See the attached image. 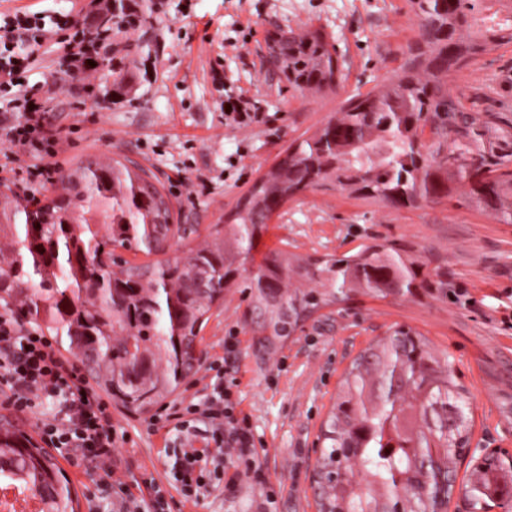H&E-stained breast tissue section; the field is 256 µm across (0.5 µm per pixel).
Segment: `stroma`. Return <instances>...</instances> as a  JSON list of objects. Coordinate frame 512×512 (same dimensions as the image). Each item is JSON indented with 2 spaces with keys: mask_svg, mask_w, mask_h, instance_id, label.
<instances>
[{
  "mask_svg": "<svg viewBox=\"0 0 512 512\" xmlns=\"http://www.w3.org/2000/svg\"><path fill=\"white\" fill-rule=\"evenodd\" d=\"M85 0H0V15L38 13L83 20ZM146 20L119 35L123 75L98 69L95 94L83 80H59L64 45L46 42L21 86L0 88V193L23 202H47L59 180L41 184L10 170L6 129L15 99L33 92L45 102L48 123L60 135L61 175L84 160L112 158L149 169L164 185L173 221L192 228L189 241L164 251L123 250L133 264L185 257L213 225L231 223L238 204L304 132L315 131L357 93L384 89L416 39L409 0H136ZM281 27L320 32L339 69L335 91L298 90L264 65L268 36ZM449 90L476 115L512 100V43L482 52L448 76ZM246 96L261 115L249 124L224 117L227 99ZM263 247L309 259L339 257L363 244H399L420 255L421 275L442 278L447 296L422 288L412 296L357 295L322 307L287 337L265 342L253 331L248 300L230 288L210 312L197 345L193 375L178 399H204L215 380L230 383L239 415L248 418L265 482L240 474L233 489L195 501L173 495L172 512H266L265 489L277 493L276 512H316L312 475L319 435L351 361L370 343L405 328L424 336L450 361L470 393L472 458L500 449L512 454V224L477 210L464 192L439 203L396 208L333 187L288 199L269 222ZM236 335L234 352L224 338ZM221 376H214V366ZM112 422L128 442L116 448L115 483L137 497L150 483L166 485L170 436L153 414L113 408ZM471 458V460H472ZM457 463V483L474 467ZM56 461L74 494L76 512H118L101 498L91 464Z\"/></svg>",
  "mask_w": 512,
  "mask_h": 512,
  "instance_id": "35a3bbf8",
  "label": "stroma"
}]
</instances>
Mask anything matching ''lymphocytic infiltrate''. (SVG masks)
I'll use <instances>...</instances> for the list:
<instances>
[{
  "mask_svg": "<svg viewBox=\"0 0 512 512\" xmlns=\"http://www.w3.org/2000/svg\"><path fill=\"white\" fill-rule=\"evenodd\" d=\"M93 25L75 32L66 45L67 69L90 71L110 39L109 17L100 0H91ZM71 20L47 27L35 13L17 12L0 20V86H18L30 61L43 43L70 28ZM20 117L6 136L17 152L37 158L33 176L52 181L58 170L60 142L44 122V105L27 94L19 105ZM0 392L20 417L35 415L40 401L58 402L62 416L43 420L41 439L56 449L75 450L82 459L105 469L98 490L110 498L113 485L107 474L112 467V450L122 443L112 424L107 403L95 395L76 362L56 351L52 341L34 328H24L11 311L0 312ZM171 422L173 441L168 483L184 500H195L209 491L232 488L236 480L226 474L224 451L232 449L255 479L254 438L246 418L237 417L235 406L223 384H214L210 394L197 402L182 403L164 415ZM168 486V487H169Z\"/></svg>",
  "mask_w": 512,
  "mask_h": 512,
  "instance_id": "lymphocytic-infiltrate-1",
  "label": "lymphocytic infiltrate"
}]
</instances>
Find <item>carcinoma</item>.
Masks as SVG:
<instances>
[{
	"label": "carcinoma",
	"mask_w": 512,
	"mask_h": 512,
	"mask_svg": "<svg viewBox=\"0 0 512 512\" xmlns=\"http://www.w3.org/2000/svg\"><path fill=\"white\" fill-rule=\"evenodd\" d=\"M419 35L400 72L377 94L345 100L340 115L291 146L190 255L155 265L88 260L112 246L163 248L170 200L147 170L120 160L79 167L49 209L0 210V294L55 336L117 407L138 414L173 397L197 362L196 343L239 267L262 336H289L321 306L425 288L422 261L404 247L364 245L328 260L281 251L255 257L289 198L357 179L360 195L396 208L439 202L463 189L479 210L512 224V104L483 119L448 91V74L488 47L512 41V0H410ZM280 78L299 88L336 86L337 66L318 32L276 41ZM430 128L429 142L423 141ZM469 392L451 363L410 330L368 345L340 382L316 463L318 512H448L456 463L470 436ZM509 466L494 454L465 487L475 512L497 500ZM39 500V512H74L61 470L22 433L0 423V477Z\"/></svg>",
	"instance_id": "cac0c4a2"
}]
</instances>
